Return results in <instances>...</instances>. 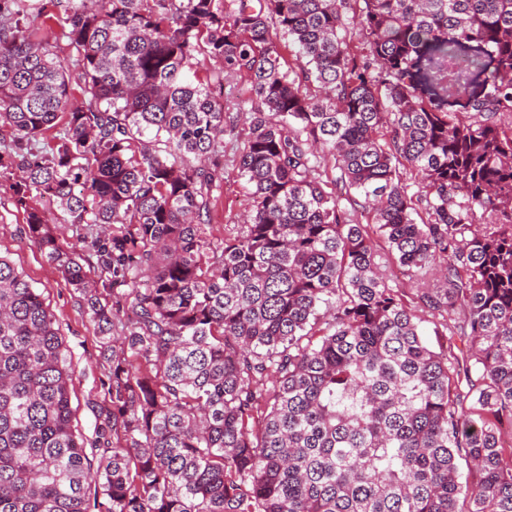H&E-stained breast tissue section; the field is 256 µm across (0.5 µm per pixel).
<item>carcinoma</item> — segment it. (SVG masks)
<instances>
[{"instance_id":"obj_1","label":"carcinoma","mask_w":512,"mask_h":512,"mask_svg":"<svg viewBox=\"0 0 512 512\" xmlns=\"http://www.w3.org/2000/svg\"><path fill=\"white\" fill-rule=\"evenodd\" d=\"M52 2L75 87L42 0H0V178L112 366L94 464L56 316L0 256V512H512V0ZM229 73L250 108L218 97ZM240 123L251 204L218 239ZM375 234L436 271L420 300L448 350ZM377 249L381 256L380 261L385 266L384 273L389 287L398 291L399 294L404 296L405 301L411 304L414 314L423 321L421 326L434 349L439 351L440 346L446 347L448 345L447 336H450L449 332H446L447 336L434 335V324L439 322L440 318L437 315L434 316V313L428 308L423 307L416 297L418 288H428L426 277L400 267L388 254L387 244L383 240L378 241ZM397 269L402 271L399 272Z\"/></svg>"}]
</instances>
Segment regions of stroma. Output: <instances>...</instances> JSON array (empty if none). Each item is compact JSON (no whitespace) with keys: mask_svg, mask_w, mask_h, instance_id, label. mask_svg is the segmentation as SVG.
I'll return each mask as SVG.
<instances>
[{"mask_svg":"<svg viewBox=\"0 0 512 512\" xmlns=\"http://www.w3.org/2000/svg\"><path fill=\"white\" fill-rule=\"evenodd\" d=\"M10 185V180L0 178V255L23 271L56 315L71 365L73 424L90 441L94 438L95 425L90 401L97 398L99 381L106 378L111 363L100 352L96 326L87 314L81 296L31 242L24 211L16 204ZM249 200V190L244 179L238 177L236 170H228L223 193L216 204L218 223L236 224ZM378 251L389 287L403 295L414 314L421 318L430 344L436 348L447 346L446 337L433 333L437 316L423 307L417 298L418 289L427 285L426 278L407 270H399L396 261L388 253L386 243H379Z\"/></svg>","mask_w":512,"mask_h":512,"instance_id":"obj_1","label":"stroma"}]
</instances>
